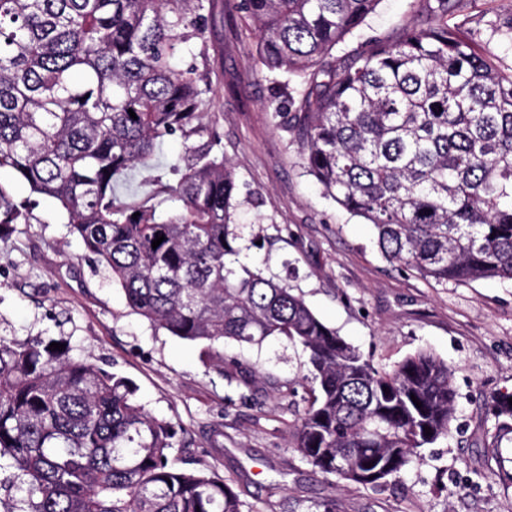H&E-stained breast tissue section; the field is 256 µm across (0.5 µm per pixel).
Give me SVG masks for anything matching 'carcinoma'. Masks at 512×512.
Masks as SVG:
<instances>
[{"instance_id":"cac0c4a2","label":"carcinoma","mask_w":512,"mask_h":512,"mask_svg":"<svg viewBox=\"0 0 512 512\" xmlns=\"http://www.w3.org/2000/svg\"><path fill=\"white\" fill-rule=\"evenodd\" d=\"M379 2L235 7L258 32L263 64L303 78L293 118L306 172L373 225L388 262L441 285L512 281V73L448 26V0L397 41L327 59ZM205 9V0H0V168L54 199L131 309L203 345L208 367L224 372L227 340L301 346L316 386L292 448L339 482L384 487L448 437L454 368L429 350L377 367L288 285L227 265L240 252L236 172L205 123L210 84L175 65L206 57ZM174 134L186 154L161 191L179 208L161 217L118 200L119 182L151 169ZM22 208L0 190L1 243ZM510 398H491L492 458L512 434ZM176 435L126 379L48 342L0 336V470H14L25 492L19 512H242L232 481L174 467Z\"/></svg>"}]
</instances>
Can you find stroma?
I'll return each instance as SVG.
<instances>
[{"label":"stroma","mask_w":512,"mask_h":512,"mask_svg":"<svg viewBox=\"0 0 512 512\" xmlns=\"http://www.w3.org/2000/svg\"><path fill=\"white\" fill-rule=\"evenodd\" d=\"M207 58L196 63L212 86L209 125L237 177L235 221L241 260L287 280L310 309L376 365L391 367L428 349L454 368L456 419L448 438L421 449L383 490L331 487L290 446L308 405L309 356L272 337L262 345L224 346V370L205 367L202 345L152 328L129 308L121 288L69 233L56 202L30 193L9 169L0 189L28 201V219L0 247V336L22 342L60 339L73 355L129 379L154 417L182 428L170 458L182 469L207 467L232 480L242 512H512V487L495 478L512 468L485 453L495 420L486 402L512 392V282L438 285L387 262L375 232L308 175L297 136L277 113L298 99L302 79L268 71L246 13L210 0ZM426 0H380L345 43L342 57L375 38L398 40L424 16ZM512 17V0H450L448 24L485 46L512 70V50L491 27Z\"/></svg>","instance_id":"obj_1"}]
</instances>
